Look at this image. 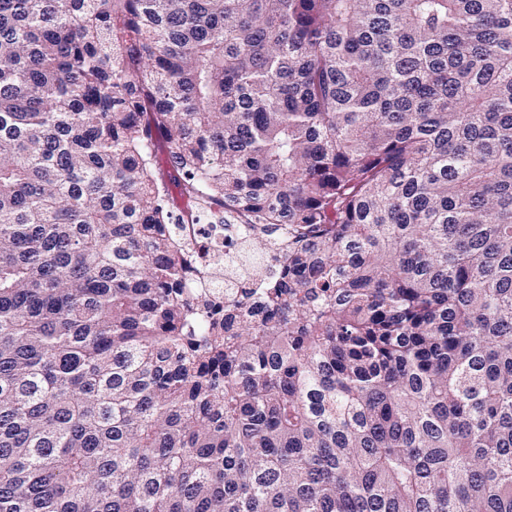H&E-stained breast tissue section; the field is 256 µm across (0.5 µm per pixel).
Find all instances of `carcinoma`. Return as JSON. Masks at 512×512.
I'll use <instances>...</instances> for the list:
<instances>
[{"mask_svg":"<svg viewBox=\"0 0 512 512\" xmlns=\"http://www.w3.org/2000/svg\"><path fill=\"white\" fill-rule=\"evenodd\" d=\"M0 512H512V0H0ZM156 146L159 150V166H157L158 180H161L163 183H160L163 192H165V186L167 187L168 196H175L180 194L185 186V183L182 177L175 171L170 161L169 156L165 153V144L159 136H155ZM165 185V186H164ZM186 193L188 196L187 205L180 209L177 214L172 213V216L175 221L177 215V222L180 224L179 238L188 259L192 258V261H194L197 257L205 256L207 262L209 257L215 255V253H221V255L224 253L233 254V251L238 248V243L236 241L232 242L229 237L224 246V234L222 233L224 226L218 224L222 213L219 212L217 207L209 206L208 199L200 188L187 185ZM206 211L211 214L209 221L216 224H201V217ZM209 230L211 232L208 234ZM216 230H220L221 233L213 236Z\"/></svg>","mask_w":512,"mask_h":512,"instance_id":"1","label":"carcinoma"}]
</instances>
